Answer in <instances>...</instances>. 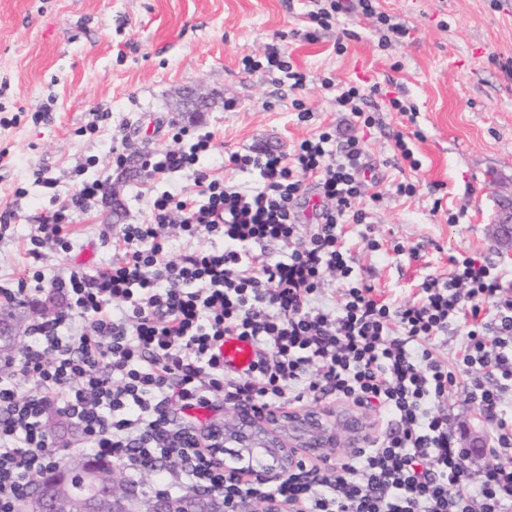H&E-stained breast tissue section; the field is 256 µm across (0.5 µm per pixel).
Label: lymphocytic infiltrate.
Listing matches in <instances>:
<instances>
[{"label": "lymphocytic infiltrate", "instance_id": "f902f5d3", "mask_svg": "<svg viewBox=\"0 0 512 512\" xmlns=\"http://www.w3.org/2000/svg\"><path fill=\"white\" fill-rule=\"evenodd\" d=\"M211 140L199 134L146 156L160 178L193 170V186L151 198L146 220L122 228L111 262L91 273L36 268L10 292L22 301L48 290L66 305L34 325L12 375L0 376V512H16L33 476L57 462L51 415L75 422L95 456L131 471L176 459L180 487L220 492L228 505L276 496L299 512H512V467L465 464L442 408L456 377L432 351L450 326L460 329V361L473 372L468 399L496 419L498 447L511 448L512 294L495 265L454 256L448 279L425 280L414 298L377 299L343 241L344 225L366 221L362 199H381L364 192L358 138L338 142L324 131L289 154L231 152L225 167L255 179L247 193L201 169ZM307 177L316 181L315 208ZM39 182L53 205L30 240L36 261L45 242L68 247L74 214L110 189L104 173L82 179L59 207L55 180ZM173 222L197 242L176 261L162 234ZM275 241L286 254L260 251ZM328 272L342 289L323 303ZM228 336L254 346L245 371L224 365ZM488 367L497 372L491 385ZM17 375L30 383L26 394ZM214 393L260 411L331 398L375 412L379 427L336 467L305 464L267 487L214 465L200 448L195 421Z\"/></svg>", "mask_w": 512, "mask_h": 512}]
</instances>
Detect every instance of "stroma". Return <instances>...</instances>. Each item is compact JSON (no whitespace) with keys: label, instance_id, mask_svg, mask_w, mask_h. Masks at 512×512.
<instances>
[{"label":"stroma","instance_id":"35a3bbf8","mask_svg":"<svg viewBox=\"0 0 512 512\" xmlns=\"http://www.w3.org/2000/svg\"><path fill=\"white\" fill-rule=\"evenodd\" d=\"M374 14L355 8L304 39L311 0H0V213L13 219L0 233V289L27 279L30 238L48 208L35 170L57 181V201L76 191L88 156H103L126 140L127 155L143 157L178 145L174 127L212 135L203 165L225 176L224 155L250 147L288 151L324 129L363 142L367 193L382 200L369 223L347 224L343 234L355 272L379 298L407 300L427 276H447L452 256L494 263L512 280V246L492 234L498 195L512 192V0H374ZM407 34L397 37L392 25ZM344 53H337V43ZM290 56L306 85L290 90L278 73L246 70L267 48ZM351 82L377 86L372 128L352 122L336 106V88ZM213 95L206 112L181 115L180 92ZM396 97L415 109V121L383 107ZM312 117L297 119L293 100ZM50 104L36 117L40 104ZM96 133H88V126ZM413 140L421 163L410 169L395 155L397 135ZM112 196L88 202L66 228L72 244L42 249L46 275L76 267L91 272L109 262L125 224L142 222L150 195L192 186L189 170L166 180L147 169L129 176L109 171ZM415 184L399 196L394 183ZM440 213H433L434 204ZM455 223H448V215ZM380 250L368 248V240ZM403 245L404 253L393 250ZM60 306L49 293L27 304L0 299L11 328L8 357H19L33 324ZM461 337L448 332L435 350L455 372L448 395L458 440L478 431L492 436L495 419L466 403L469 375L459 363Z\"/></svg>","mask_w":512,"mask_h":512}]
</instances>
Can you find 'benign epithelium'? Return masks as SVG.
<instances>
[{
	"mask_svg": "<svg viewBox=\"0 0 512 512\" xmlns=\"http://www.w3.org/2000/svg\"><path fill=\"white\" fill-rule=\"evenodd\" d=\"M495 231L506 244H512V192L497 199L493 220ZM346 432L352 446L365 440L368 425L352 412L331 413L315 410L257 412L240 410L234 422L224 425V434L217 445L205 441L213 459H219L227 445L237 448L238 456L250 459L261 458L267 464L259 470L246 472L247 479L273 482L296 470L306 460H325L330 451L340 447V432ZM467 459L486 458L487 438L482 434L470 435L465 443ZM99 492L81 502L80 512H180V509L161 498H151L148 509L140 510L145 495L129 489L117 498L99 481L98 474H89ZM76 508L70 497L68 485L55 481L39 483L36 495L29 507L22 512H73Z\"/></svg>",
	"mask_w": 512,
	"mask_h": 512,
	"instance_id": "1",
	"label": "benign epithelium"
}]
</instances>
